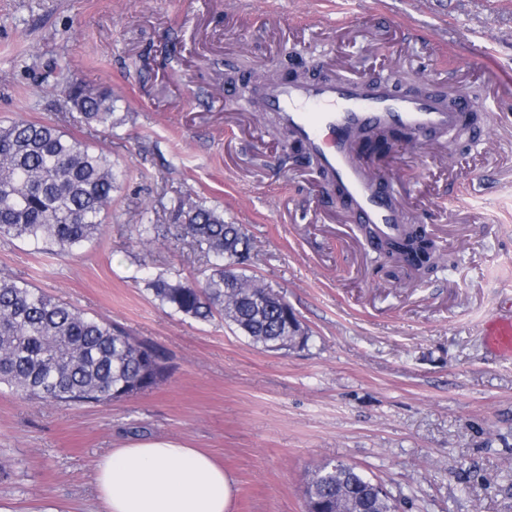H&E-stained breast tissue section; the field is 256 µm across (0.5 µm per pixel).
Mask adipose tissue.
Listing matches in <instances>:
<instances>
[{"mask_svg":"<svg viewBox=\"0 0 512 512\" xmlns=\"http://www.w3.org/2000/svg\"><path fill=\"white\" fill-rule=\"evenodd\" d=\"M104 512H231L232 476L204 452L170 439L126 444L94 468Z\"/></svg>","mask_w":512,"mask_h":512,"instance_id":"obj_1","label":"adipose tissue"}]
</instances>
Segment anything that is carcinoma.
I'll use <instances>...</instances> for the list:
<instances>
[{"instance_id":"1","label":"carcinoma","mask_w":512,"mask_h":512,"mask_svg":"<svg viewBox=\"0 0 512 512\" xmlns=\"http://www.w3.org/2000/svg\"><path fill=\"white\" fill-rule=\"evenodd\" d=\"M69 111L76 124L100 134L122 121L108 87L68 81ZM112 159L50 121L23 118L0 125V238L47 245L72 253L97 239L112 206ZM176 224H141L137 244L148 252L176 229L206 259L203 281L159 275L147 283L158 303L176 314L211 321L220 317L251 343L270 352L307 345L309 332L288 302L261 280L237 273L250 243L239 224L191 199L175 209ZM409 231L390 245L432 272L439 257L413 242ZM169 376L158 350L118 326L55 300L23 280L0 276V385L31 400L107 404L146 391ZM374 479L356 466L330 460L306 490V509L336 512L341 492L366 494L363 512H393L387 497L369 495Z\"/></svg>"}]
</instances>
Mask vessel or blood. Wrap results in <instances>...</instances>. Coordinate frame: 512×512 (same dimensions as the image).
<instances>
[{"instance_id":"vessel-or-blood-1","label":"vessel or blood","mask_w":512,"mask_h":512,"mask_svg":"<svg viewBox=\"0 0 512 512\" xmlns=\"http://www.w3.org/2000/svg\"><path fill=\"white\" fill-rule=\"evenodd\" d=\"M261 109L276 114L316 162L317 169L355 223L372 225L376 239L397 236L401 208L388 180L359 158L361 135L402 128L412 138L458 128L470 108L460 99L448 109L435 97L395 90L388 80L361 82L349 77L272 80L260 91ZM486 344L512 356V316L485 320Z\"/></svg>"}]
</instances>
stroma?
I'll use <instances>...</instances> for the list:
<instances>
[{
    "mask_svg": "<svg viewBox=\"0 0 512 512\" xmlns=\"http://www.w3.org/2000/svg\"><path fill=\"white\" fill-rule=\"evenodd\" d=\"M365 74L472 96L473 133L363 157L445 256L431 276L377 254L244 82ZM111 87V135L73 125L49 72ZM512 0H0V122L53 121L95 140L118 175L101 237L72 255L0 239V276L117 323L170 366L109 405L35 402L0 385V512H96L92 467L133 441L178 440L234 478L232 512H304L335 459L401 512H512V358L486 318L512 303ZM251 243L244 272L288 304L307 346L266 352L224 322L164 310L146 285L201 278L190 240L142 253L138 225L179 199Z\"/></svg>",
    "mask_w": 512,
    "mask_h": 512,
    "instance_id": "stroma-1",
    "label": "stroma"
}]
</instances>
